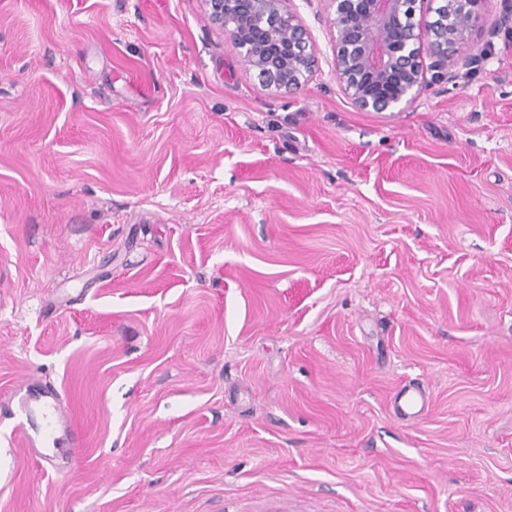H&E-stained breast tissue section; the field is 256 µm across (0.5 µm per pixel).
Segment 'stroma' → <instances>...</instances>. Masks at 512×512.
<instances>
[{
	"label": "stroma",
	"instance_id": "obj_1",
	"mask_svg": "<svg viewBox=\"0 0 512 512\" xmlns=\"http://www.w3.org/2000/svg\"><path fill=\"white\" fill-rule=\"evenodd\" d=\"M287 6L290 94L204 0H0V512H512V23L392 115ZM11 405L12 414L21 419L20 426L26 421L33 427V434L25 432L29 446L52 448L51 454L43 456L51 464L59 448L65 446L64 440H68L64 425L67 416L63 413L59 394L30 378L16 391ZM428 397L416 388H404L396 399V410L402 417L415 418L423 413Z\"/></svg>",
	"mask_w": 512,
	"mask_h": 512
}]
</instances>
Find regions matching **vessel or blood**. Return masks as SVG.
I'll return each mask as SVG.
<instances>
[{"label": "vessel or blood", "instance_id": "1", "mask_svg": "<svg viewBox=\"0 0 512 512\" xmlns=\"http://www.w3.org/2000/svg\"><path fill=\"white\" fill-rule=\"evenodd\" d=\"M427 404L425 393L408 387L399 393L396 410L401 416L414 418L423 413ZM12 413L32 425V433L26 436L30 447L39 446L55 451L63 447L67 416L55 390L43 387L35 379L26 380L12 398Z\"/></svg>", "mask_w": 512, "mask_h": 512}]
</instances>
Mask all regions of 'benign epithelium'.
<instances>
[{"mask_svg": "<svg viewBox=\"0 0 512 512\" xmlns=\"http://www.w3.org/2000/svg\"><path fill=\"white\" fill-rule=\"evenodd\" d=\"M211 22L226 30L244 64L278 91L307 81L315 63L311 36L286 0H204ZM419 0H326L334 74L361 110L402 112L424 83V57L437 77L463 62L482 21L483 0H428L434 18L416 16Z\"/></svg>", "mask_w": 512, "mask_h": 512, "instance_id": "7a95c632", "label": "benign epithelium"}]
</instances>
